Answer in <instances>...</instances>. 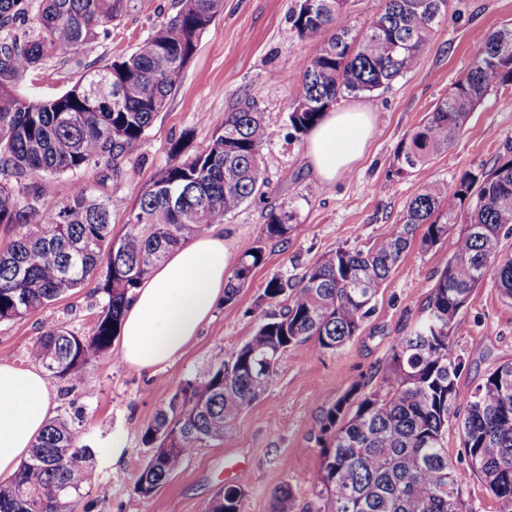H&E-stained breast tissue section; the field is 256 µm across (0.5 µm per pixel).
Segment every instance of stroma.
Listing matches in <instances>:
<instances>
[{"mask_svg": "<svg viewBox=\"0 0 512 512\" xmlns=\"http://www.w3.org/2000/svg\"><path fill=\"white\" fill-rule=\"evenodd\" d=\"M178 0H131L127 12L109 26L91 53L63 62L45 59L18 81L24 93H63L87 71L133 52L151 27L177 10ZM293 0H224V12L202 36L168 107L127 155L123 174L112 184L117 202L114 235H122L142 187L170 161V147L191 133V150L204 149L243 95L254 98L274 133L263 151L267 193L245 203L224 222L231 256L260 237L271 208L295 214L297 230L285 242L266 245L265 260L236 301L218 304L187 351L156 374L125 365L111 349L102 365L88 367L82 382L50 379L54 416L75 419L81 443L92 448L99 479L74 506L75 512H206L225 485L242 488V512H273V493L290 487L297 512L313 501L311 476L322 450L310 434L324 407L354 384L378 387L395 340L420 318L438 273L452 254L463 227L433 249L412 247L382 286L375 312L360 332L335 351L315 341L288 348L268 390L244 410L223 440L199 447L180 471L148 499L134 490L145 465L142 432L188 378H204L242 346L259 320L256 303L273 276L300 277L305 267L337 248L364 249L396 223L403 207L427 179L455 185L469 171L491 167L512 149V85L490 92L471 113L464 132L422 171L397 173L394 152L438 99L468 72L474 48L492 29L512 25V0H450L417 67L388 88L359 96L358 104L377 116L375 134L362 158L336 183L312 193L315 181L305 160V138L289 134L288 112L296 93L300 62L313 53L312 40L292 39ZM94 282L52 302L41 312L0 322V362L28 366L34 340L57 323L87 335L101 306ZM463 366L457 379L466 400L490 370L512 361V303L485 279L459 313L450 333Z\"/></svg>", "mask_w": 512, "mask_h": 512, "instance_id": "35a3bbf8", "label": "stroma"}]
</instances>
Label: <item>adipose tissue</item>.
Returning <instances> with one entry per match:
<instances>
[{
	"label": "adipose tissue",
	"instance_id": "1",
	"mask_svg": "<svg viewBox=\"0 0 512 512\" xmlns=\"http://www.w3.org/2000/svg\"><path fill=\"white\" fill-rule=\"evenodd\" d=\"M374 127V113L360 105L324 115L306 144L308 163L320 185L333 184L353 168ZM229 268L230 253L219 231L174 251L136 289L126 310L122 361L154 374L180 357L212 318ZM52 408L42 371L0 363V482L14 478Z\"/></svg>",
	"mask_w": 512,
	"mask_h": 512
}]
</instances>
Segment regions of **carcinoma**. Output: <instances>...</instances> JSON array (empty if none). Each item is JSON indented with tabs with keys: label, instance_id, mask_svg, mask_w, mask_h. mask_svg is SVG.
Listing matches in <instances>:
<instances>
[{
	"label": "carcinoma",
	"instance_id": "1",
	"mask_svg": "<svg viewBox=\"0 0 512 512\" xmlns=\"http://www.w3.org/2000/svg\"><path fill=\"white\" fill-rule=\"evenodd\" d=\"M129 0H0V226L14 233L0 248V321L42 311L96 279L101 306L92 332L77 334L51 323L27 356L49 375L79 380L105 357L134 289L168 254L211 224H222L247 200L263 194L262 151L273 132L246 99L202 151L171 162L140 193L125 232L112 235V195L76 184L36 220L37 180L103 169L101 184L118 178L122 162L167 107L183 70L224 0H178L176 13L154 25L134 52L90 67L62 94L33 100L18 75L46 57L88 52L99 31L118 19ZM344 0H294L289 35L317 41L301 62L289 127L305 135L341 98L381 88L418 65L448 0H382L363 30L352 27ZM512 85V26L489 32L470 68L433 112L399 144V174L421 170L450 148L488 93ZM464 232L430 289L423 315L397 337L382 384L357 385L323 409L311 433L323 459L311 477L315 512H473L462 497L466 476L480 479L495 512L512 508V363L492 370L465 406L455 380L462 358L450 332L474 290L490 276L512 302V254L501 237L512 234V155L489 170L464 174L456 187L427 180L404 208L401 222L366 250L338 248L307 266L297 280L270 278L264 311L252 336L202 380L188 379L142 434L148 460L136 482L143 497L176 473L204 442L224 437L243 411L272 384L291 346L309 339L328 351L357 335L375 310V297L410 249L420 227L421 248L448 238L462 206ZM294 213L270 210L262 236L246 243L224 285L235 301L265 257V243L294 234ZM457 429L459 469L448 457V428ZM79 430L51 419L15 479L0 485V512H58L97 481L93 451ZM245 492L234 485L207 512H241ZM273 512H296L288 487L273 496Z\"/></svg>",
	"mask_w": 512,
	"mask_h": 512
}]
</instances>
